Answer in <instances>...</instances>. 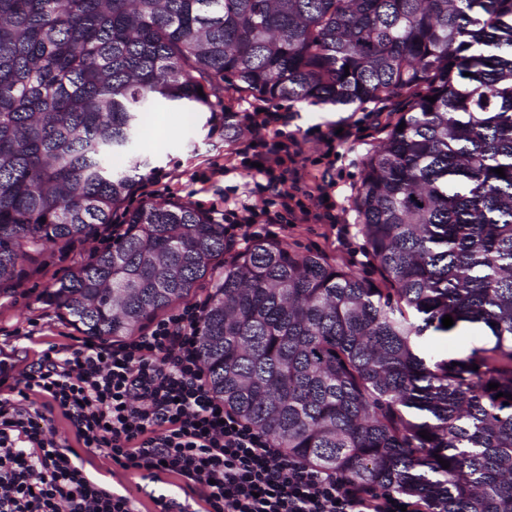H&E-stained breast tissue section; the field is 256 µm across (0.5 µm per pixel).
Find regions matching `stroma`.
Masks as SVG:
<instances>
[{"mask_svg": "<svg viewBox=\"0 0 512 512\" xmlns=\"http://www.w3.org/2000/svg\"><path fill=\"white\" fill-rule=\"evenodd\" d=\"M208 118L205 112L173 109L154 113L151 132L143 134L134 144L136 153L147 158L155 173L144 187L141 201L171 197L206 211L212 204L220 203L226 187L245 183V176L237 172L221 179H209L211 166L223 164L232 146L224 141L223 126H211ZM381 136V131L371 129L353 146L339 150L335 194L342 217L350 226L349 243L333 237L323 238L324 228L317 224L302 226L288 238L289 243L300 249L325 252L370 279L376 278L377 273L359 231L354 199L361 185L364 162ZM98 246L99 241L95 238L76 244L67 254L51 259L39 274L23 280L10 292L0 293V354L6 355L11 374H18L37 363L49 346L69 343L74 328L61 320L52 306L43 302V292L48 284L80 263ZM19 329L33 330L32 339L14 340L13 335ZM488 344L487 337L473 325L466 326L459 336H427L421 342L423 351L436 359L462 357ZM82 456L94 479L127 490L135 512H155L156 507L138 472L121 469L98 449L83 451Z\"/></svg>", "mask_w": 512, "mask_h": 512, "instance_id": "obj_1", "label": "stroma"}]
</instances>
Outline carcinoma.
Wrapping results in <instances>:
<instances>
[{"label": "carcinoma", "instance_id": "1", "mask_svg": "<svg viewBox=\"0 0 512 512\" xmlns=\"http://www.w3.org/2000/svg\"><path fill=\"white\" fill-rule=\"evenodd\" d=\"M230 90L399 100L355 198L379 279L286 241L228 257L191 204L132 205L142 114ZM117 216L46 290L76 331L132 336L209 278L206 383L274 447L417 512H512V0H0V292ZM461 324L493 345L427 364L419 339Z\"/></svg>", "mask_w": 512, "mask_h": 512}]
</instances>
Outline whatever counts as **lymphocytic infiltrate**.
Returning <instances> with one entry per match:
<instances>
[{"label":"lymphocytic infiltrate","mask_w":512,"mask_h":512,"mask_svg":"<svg viewBox=\"0 0 512 512\" xmlns=\"http://www.w3.org/2000/svg\"><path fill=\"white\" fill-rule=\"evenodd\" d=\"M291 114L263 106L238 114L244 136L215 175L248 174L245 201L211 207L229 248L287 237L304 224L342 226L331 170L353 123L288 131ZM313 147L327 168L313 176L302 160ZM206 301L114 343L78 339L47 349L20 373L11 397L0 399V512H133L127 492L85 471L80 448L105 450L112 462L143 478L178 479L157 512H391L403 498L385 489L348 484L341 476L288 456L209 391L197 349ZM43 397L42 405L29 401ZM69 422L77 448L55 436V414Z\"/></svg>","instance_id":"obj_1"}]
</instances>
